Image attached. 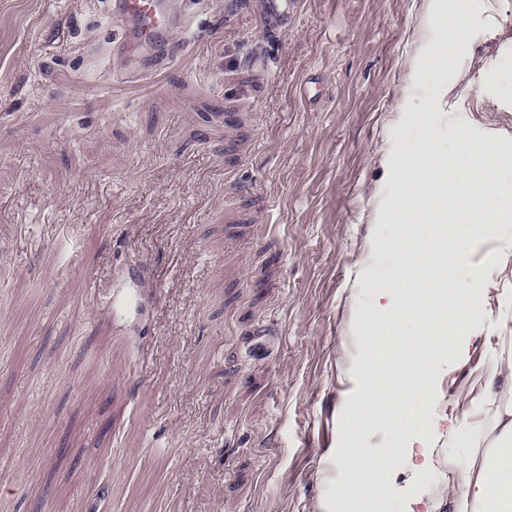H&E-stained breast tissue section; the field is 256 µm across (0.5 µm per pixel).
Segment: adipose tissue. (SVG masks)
<instances>
[{"mask_svg":"<svg viewBox=\"0 0 512 512\" xmlns=\"http://www.w3.org/2000/svg\"><path fill=\"white\" fill-rule=\"evenodd\" d=\"M337 467L366 476L365 481L342 486L344 499L378 503L386 490L373 482V475L390 470L403 471L408 469L409 463L402 448L394 443L372 456H343ZM448 496L454 512H512V418L502 425L498 449L484 458L481 465L466 459L457 462L456 483L449 487Z\"/></svg>","mask_w":512,"mask_h":512,"instance_id":"adipose-tissue-1","label":"adipose tissue"}]
</instances>
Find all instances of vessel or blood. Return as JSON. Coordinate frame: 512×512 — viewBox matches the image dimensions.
I'll return each instance as SVG.
<instances>
[{"label": "vessel or blood", "instance_id": "vessel-or-blood-1", "mask_svg": "<svg viewBox=\"0 0 512 512\" xmlns=\"http://www.w3.org/2000/svg\"><path fill=\"white\" fill-rule=\"evenodd\" d=\"M269 26L287 23L299 0H264ZM112 17L121 25L118 50L128 61L143 60L144 72L161 69L181 54L175 34L183 17V0H112Z\"/></svg>", "mask_w": 512, "mask_h": 512}]
</instances>
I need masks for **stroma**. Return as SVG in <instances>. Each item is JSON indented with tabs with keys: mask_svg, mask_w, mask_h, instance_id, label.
<instances>
[{
	"mask_svg": "<svg viewBox=\"0 0 512 512\" xmlns=\"http://www.w3.org/2000/svg\"><path fill=\"white\" fill-rule=\"evenodd\" d=\"M456 2L300 0L271 34L260 0H189L185 51L139 79L111 0H0V512H350L337 457L390 441L385 512H452L449 427L493 453L482 404L512 399V249L468 253L477 338L440 347L420 428L354 404L392 370L358 336L402 157L466 135L512 195V12L409 68Z\"/></svg>",
	"mask_w": 512,
	"mask_h": 512,
	"instance_id": "1",
	"label": "stroma"
}]
</instances>
